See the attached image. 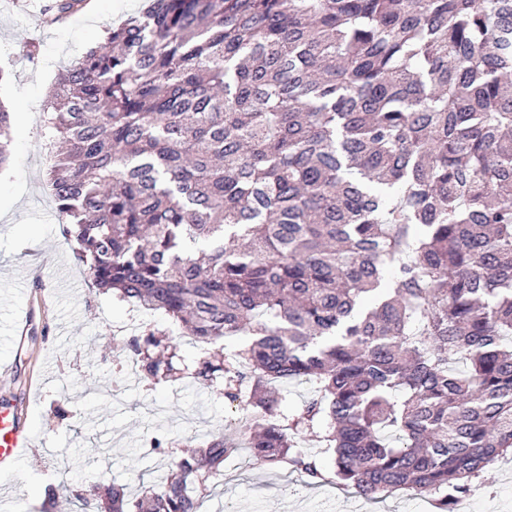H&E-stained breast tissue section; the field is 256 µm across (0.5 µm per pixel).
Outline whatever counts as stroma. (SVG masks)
I'll return each mask as SVG.
<instances>
[{
    "label": "stroma",
    "mask_w": 512,
    "mask_h": 512,
    "mask_svg": "<svg viewBox=\"0 0 512 512\" xmlns=\"http://www.w3.org/2000/svg\"><path fill=\"white\" fill-rule=\"evenodd\" d=\"M144 3L94 0L93 11L52 25L22 7L0 8V100L13 114L15 158L0 172V365L8 367L0 399L34 431L28 453L0 470V498H26L28 512H73L67 496L102 478L141 495L169 461L148 448L153 436L247 441L243 402L217 398L192 378L150 388L120 371L136 315L93 286L47 180L49 133L40 115L59 73ZM26 318L30 329L18 335ZM483 481L467 512H512V459ZM50 484L60 497L55 505L44 494ZM222 489L203 512H435L429 495L367 501L334 483L291 482L285 469L251 465L244 448L225 465Z\"/></svg>",
    "instance_id": "stroma-1"
}]
</instances>
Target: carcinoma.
<instances>
[{
	"instance_id": "carcinoma-1",
	"label": "carcinoma",
	"mask_w": 512,
	"mask_h": 512,
	"mask_svg": "<svg viewBox=\"0 0 512 512\" xmlns=\"http://www.w3.org/2000/svg\"><path fill=\"white\" fill-rule=\"evenodd\" d=\"M508 28L512 0H150L55 84L79 260L202 347L255 465L327 481L300 443L321 422L337 483L454 512L512 453ZM10 126L0 104V170ZM130 347L141 381L178 379L176 345ZM293 381L313 395L284 416ZM236 451L215 436L135 500L101 480L79 512H201Z\"/></svg>"
}]
</instances>
